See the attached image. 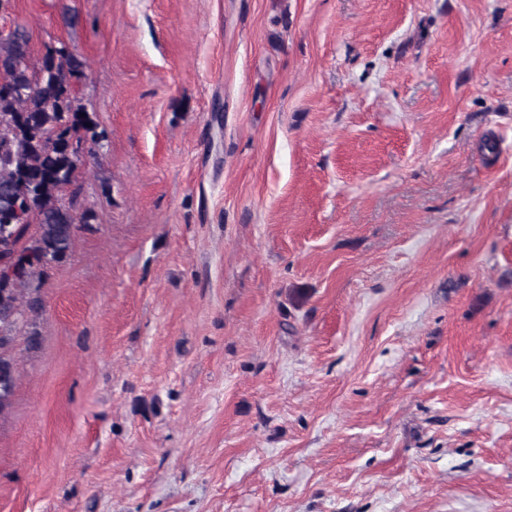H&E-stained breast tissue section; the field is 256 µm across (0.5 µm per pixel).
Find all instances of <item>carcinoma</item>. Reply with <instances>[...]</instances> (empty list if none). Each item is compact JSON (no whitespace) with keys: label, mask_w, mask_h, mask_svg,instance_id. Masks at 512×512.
<instances>
[{"label":"carcinoma","mask_w":512,"mask_h":512,"mask_svg":"<svg viewBox=\"0 0 512 512\" xmlns=\"http://www.w3.org/2000/svg\"><path fill=\"white\" fill-rule=\"evenodd\" d=\"M29 43L21 24L0 32V215L22 210L16 223H0V414L19 379V333L28 346L38 344L26 327L43 302L26 285L48 268L41 260L67 261L80 225L95 219L89 209L55 205L81 163L68 135L94 144L104 135L70 88L80 82L83 63L64 46L47 48L34 63Z\"/></svg>","instance_id":"1"}]
</instances>
